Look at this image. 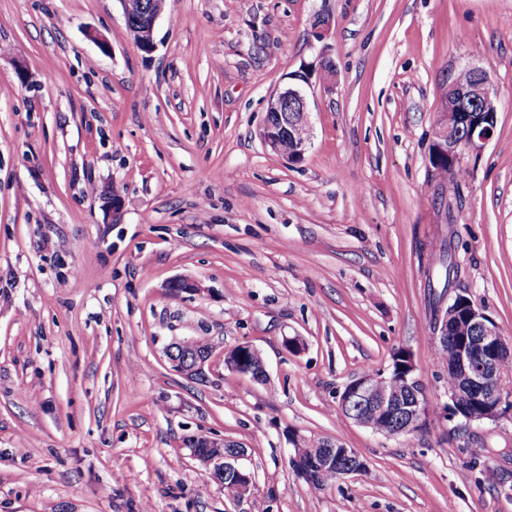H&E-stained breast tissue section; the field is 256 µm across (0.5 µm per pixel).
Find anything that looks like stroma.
Returning a JSON list of instances; mask_svg holds the SVG:
<instances>
[{
	"label": "stroma",
	"mask_w": 512,
	"mask_h": 512,
	"mask_svg": "<svg viewBox=\"0 0 512 512\" xmlns=\"http://www.w3.org/2000/svg\"><path fill=\"white\" fill-rule=\"evenodd\" d=\"M323 46L336 88L291 165L260 138L268 100ZM468 65L497 126L452 181L429 152ZM442 288L512 338V0H169L149 52L119 0H0V512H512V408L388 437L338 404L401 348L447 401ZM198 340L202 381L166 356ZM241 343L265 381L225 369ZM293 434L364 471L312 492ZM193 435L243 446L251 489ZM175 348L170 347L169 349V356L168 360L172 364V366L175 368V371L189 376L192 373H199V374H205V366L208 364L212 357V350L207 353L210 350V346L206 343L201 342H195V351L197 353H206L202 355L195 354L194 356V364L191 367H187L185 364V361L181 360V358H178L176 355V352L173 350ZM176 350V349H175ZM200 436H192L191 439L192 443L187 441L188 445L191 448V454L194 458H196V449L199 455V461L207 468L206 462L214 457H220L224 456L223 458H214L209 462V465L211 466L213 471H220L224 472L225 470L231 468L232 470L225 471L224 474H218L212 472L213 476L223 484L225 492L237 494L238 493V483H239V477H240V484H239V493H245L250 489V487L253 485L254 482V476L253 474L243 468L239 464V460L244 455H238V456H227L224 455V453H234V452H245L244 448H229L230 445L222 446V443L217 442L215 443V446L221 447V448H201L198 446L197 442L199 440ZM236 471V472H235ZM238 474V476H237Z\"/></svg>",
	"instance_id": "stroma-1"
}]
</instances>
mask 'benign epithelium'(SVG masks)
<instances>
[{
	"label": "benign epithelium",
	"instance_id": "1",
	"mask_svg": "<svg viewBox=\"0 0 512 512\" xmlns=\"http://www.w3.org/2000/svg\"><path fill=\"white\" fill-rule=\"evenodd\" d=\"M167 0H153L151 8L136 30V43L145 51L154 48L153 33L157 19L166 11ZM301 70L307 73L303 80L294 74L288 75V82L277 89L269 98L268 109L260 133L265 146L271 151L288 160L289 163H299L312 144V125L310 121V96L315 88L323 92H331L336 88L337 72L331 61L327 46H322L317 55L316 63L305 64ZM468 80L463 83L453 82L448 87L445 102V112L441 113L439 125L429 156L430 166L441 163L448 164V170L457 167L461 157L466 153L479 154L493 138L498 113V96L484 67L468 65L464 68ZM302 125L309 134L305 137H292L285 141L280 135L282 127L294 128V123ZM104 207L112 214V220L120 219L123 212L122 197L116 191L104 197ZM433 340L448 341L455 339L454 371L457 377V387L448 395L449 403L443 407L444 418L448 421L460 419L455 403L460 400L481 399L486 386L494 383L499 402L485 409L482 413H474L463 420L462 425L470 426L485 420H492L499 415L502 402L505 401L501 388V374L496 371L499 357L512 354V340L505 339L497 325L469 297L457 295L452 302L438 306L432 319ZM255 352L248 343L235 347L224 353V367L230 371L248 375L255 381L266 378L265 364H260L259 370L247 362L246 354ZM212 353L194 356V364L187 366L185 361L177 357L174 350H169L168 360L175 371L190 375L202 374ZM400 378L407 388L422 386V381L415 374V365L411 353L406 349L398 351L396 359ZM378 411L383 416L393 419L400 418L394 435H406L421 430L430 419L427 411L428 400L415 398L414 403L405 406L401 396L396 392L392 379L382 373L376 377H360L348 384L340 394V403L347 406L352 402ZM330 455L317 462L306 460L297 455L292 457L293 466L304 473L320 465L336 464V459H346L352 462L348 467H339L340 475L357 474L363 471L361 459L351 448L330 446ZM241 456H224L214 458L209 462L212 470L223 472L229 468L236 471L240 477L239 492L250 489L254 482L253 474L239 464Z\"/></svg>",
	"mask_w": 512,
	"mask_h": 512
}]
</instances>
